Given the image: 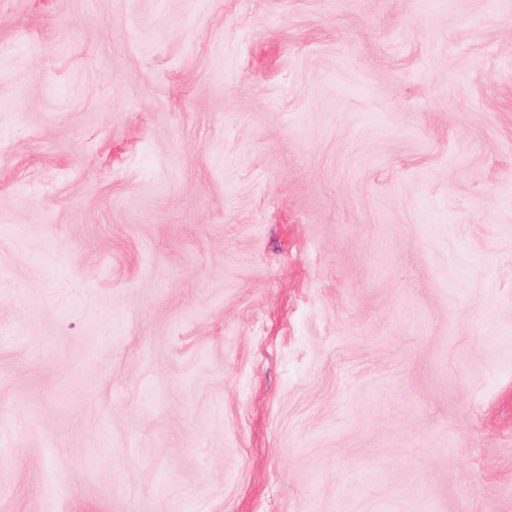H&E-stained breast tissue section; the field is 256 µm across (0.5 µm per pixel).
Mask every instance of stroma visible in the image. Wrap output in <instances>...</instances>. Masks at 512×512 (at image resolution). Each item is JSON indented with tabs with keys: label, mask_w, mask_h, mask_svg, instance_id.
Here are the masks:
<instances>
[{
	"label": "stroma",
	"mask_w": 512,
	"mask_h": 512,
	"mask_svg": "<svg viewBox=\"0 0 512 512\" xmlns=\"http://www.w3.org/2000/svg\"><path fill=\"white\" fill-rule=\"evenodd\" d=\"M0 512H512V0H0Z\"/></svg>",
	"instance_id": "1"
}]
</instances>
